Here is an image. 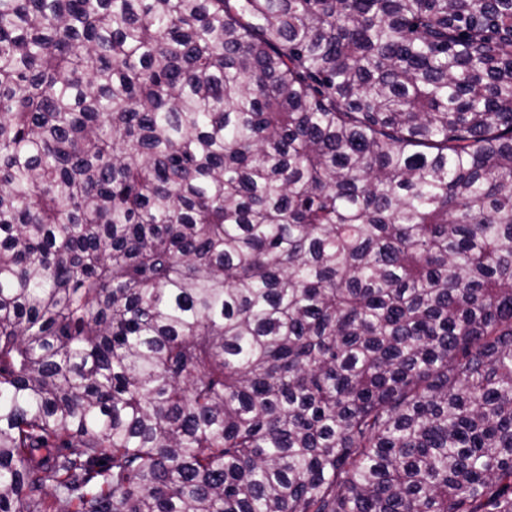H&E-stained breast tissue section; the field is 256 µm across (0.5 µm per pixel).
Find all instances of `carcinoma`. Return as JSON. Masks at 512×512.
Returning a JSON list of instances; mask_svg holds the SVG:
<instances>
[{
    "label": "carcinoma",
    "instance_id": "cac0c4a2",
    "mask_svg": "<svg viewBox=\"0 0 512 512\" xmlns=\"http://www.w3.org/2000/svg\"><path fill=\"white\" fill-rule=\"evenodd\" d=\"M0 512H512V0H0Z\"/></svg>",
    "mask_w": 512,
    "mask_h": 512
}]
</instances>
